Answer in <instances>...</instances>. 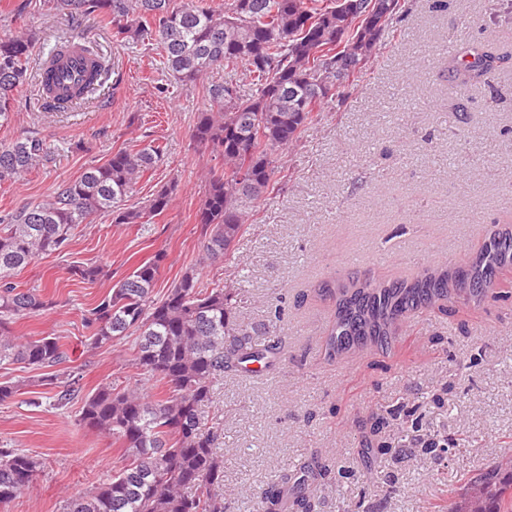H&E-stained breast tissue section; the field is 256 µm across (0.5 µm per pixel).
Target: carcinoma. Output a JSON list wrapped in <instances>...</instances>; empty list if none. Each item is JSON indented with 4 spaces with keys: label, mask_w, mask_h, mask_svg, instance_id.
I'll return each mask as SVG.
<instances>
[{
    "label": "carcinoma",
    "mask_w": 512,
    "mask_h": 512,
    "mask_svg": "<svg viewBox=\"0 0 512 512\" xmlns=\"http://www.w3.org/2000/svg\"><path fill=\"white\" fill-rule=\"evenodd\" d=\"M53 10L95 14L112 23L119 46H142L162 72L193 82L222 68L241 72L255 86L243 94L238 84L205 88L209 108L198 113L193 140L222 160L204 178L208 189L197 213L202 260L222 261L242 235L254 204L278 186V157L312 125L337 90L359 77L380 46L400 8V0H45ZM38 34L26 25L0 38V125L11 121L14 93L27 80ZM50 51L40 68L39 109L67 112L84 103L111 71L101 54L83 47L86 57L69 83L65 51ZM462 85L490 84L494 60L487 54L453 59ZM55 147L36 135L0 142V184L39 166ZM162 156L155 141L120 148L101 165L51 195L0 214V363L56 368L67 354L59 338L18 341L12 324L45 311L52 302L40 290L19 289L17 269L39 255L65 248L83 224L110 216L115 224H149L172 201L164 190L136 207L125 206L135 185ZM164 254L139 263L113 284L82 321L90 345L109 348L136 336L131 367L161 388L158 395L101 384L83 398L79 422L119 445L120 465L107 481L72 494L62 512H226L224 453L220 422L211 411L214 386L224 374L247 362L269 366L268 349H258L253 333L236 316L234 279L205 287L186 272L158 299L154 289ZM512 265V231L494 233L465 268L425 269L408 282L327 281L320 292L335 311L328 329L330 359L360 341L394 335L398 317L461 296L482 298L496 288L498 269ZM83 280L111 273L101 265L75 268ZM59 388L56 404L77 397L75 378L54 371L41 378ZM41 460L16 448H0V505L28 488ZM469 493L448 504V512H507L512 465L497 464L465 482ZM265 512H314L311 496L284 504L279 485L265 494Z\"/></svg>",
    "instance_id": "obj_1"
}]
</instances>
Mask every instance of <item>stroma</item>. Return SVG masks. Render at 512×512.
Listing matches in <instances>:
<instances>
[{
  "label": "stroma",
  "mask_w": 512,
  "mask_h": 512,
  "mask_svg": "<svg viewBox=\"0 0 512 512\" xmlns=\"http://www.w3.org/2000/svg\"><path fill=\"white\" fill-rule=\"evenodd\" d=\"M16 0H0V35L20 22L40 37L30 80L15 94L0 141L36 135L57 150L11 183L0 184V211L44 199L56 185L104 163L112 151L155 140L164 152L128 199L137 206L171 189L172 205L150 224L98 217L70 245L18 269L21 288L41 289L52 309L19 320L25 340L58 337L82 392L135 384L126 338L90 346L82 322L114 277L164 253L155 296L186 269L201 282L240 274L237 309L249 325H269L275 362L260 375L225 374L216 392L224 424V488L230 512H263L261 496L284 480L309 488L315 512H433L450 489L512 454V266L494 295L430 311L385 342L328 360L324 339L334 304L317 294L336 279L402 281L423 269L465 263L496 231L512 229V0H402V12L359 80L321 112L278 161L277 190L262 199L226 260H201L196 213L214 162L192 129L208 106L215 70L193 83L155 71L148 54L116 45L100 18L71 25L32 0L17 19ZM77 31L109 59L112 80L73 112H36V72L55 37ZM475 48L499 57L497 78L463 87L448 59ZM167 85L169 95L159 94ZM106 266L94 282L76 266ZM40 370L0 364V384L22 392L0 403V448L37 455L43 469L8 512H61L66 497L108 479L118 461L111 439L79 423L81 399L54 404ZM413 426L401 438L399 424ZM467 434L475 448L423 445Z\"/></svg>",
  "instance_id": "stroma-1"
}]
</instances>
